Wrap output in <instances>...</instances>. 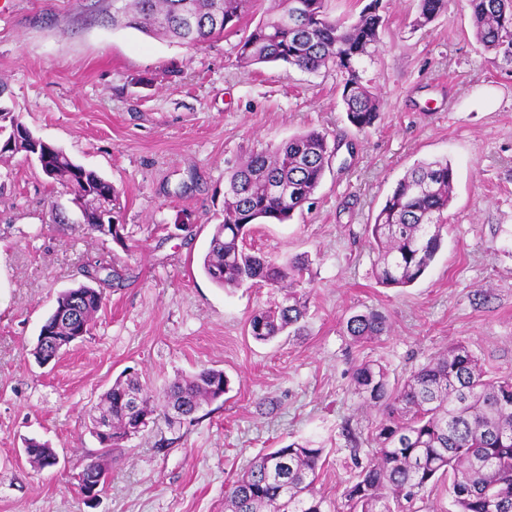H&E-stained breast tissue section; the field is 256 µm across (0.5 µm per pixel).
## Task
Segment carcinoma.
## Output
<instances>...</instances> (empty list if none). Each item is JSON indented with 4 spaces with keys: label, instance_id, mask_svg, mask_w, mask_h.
Segmentation results:
<instances>
[{
    "label": "carcinoma",
    "instance_id": "obj_1",
    "mask_svg": "<svg viewBox=\"0 0 512 512\" xmlns=\"http://www.w3.org/2000/svg\"><path fill=\"white\" fill-rule=\"evenodd\" d=\"M258 0H112V26L163 35L198 46L239 23ZM330 0H275L252 30L243 31L238 63L250 67L277 63L316 72L333 67L342 77L341 100L357 132L373 127L379 100L360 74L358 64L381 43L386 22L384 0H366L355 20L333 17ZM476 41L512 64V0H468ZM449 0H419L414 25L426 26L448 11ZM30 131L20 117L0 107V156L26 155ZM334 150L326 133L309 129L274 150L249 153L226 174L224 221L215 226L203 270L220 288L260 284L271 288V304L256 311L249 332L260 343L285 332L304 330L313 281L309 263L281 264L245 246L250 228L283 224L309 202L329 170ZM43 174L80 201L88 230L127 247L121 224V193L92 170L54 145L41 149ZM454 170L446 159L421 161L400 179L368 225L376 276L384 287H406L418 280L441 250L444 213L454 197ZM105 215L112 222L102 223ZM103 292L81 284L61 292L42 324L33 356L53 362L90 332L104 307ZM347 336L363 343L388 331L378 312L356 313L345 325ZM351 385L363 407L376 412L366 464L355 472L344 498L346 512H428L426 493L451 480L448 491L455 512H512V372L491 378L463 343H455L402 382L390 381L380 362L365 360L352 368ZM224 371L203 367L160 392L136 376L117 378L91 417L90 432L101 423L111 432L105 448L143 432L154 422L157 401L171 424L192 423L203 406L224 397ZM29 460L52 466L55 452L35 438L26 440ZM325 449L291 442L268 448L250 462L224 492L229 512H326L316 490L326 461Z\"/></svg>",
    "mask_w": 512,
    "mask_h": 512
}]
</instances>
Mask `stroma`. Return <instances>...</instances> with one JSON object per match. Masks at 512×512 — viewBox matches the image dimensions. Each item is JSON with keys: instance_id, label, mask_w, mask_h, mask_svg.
I'll return each instance as SVG.
<instances>
[{"instance_id": "stroma-1", "label": "stroma", "mask_w": 512, "mask_h": 512, "mask_svg": "<svg viewBox=\"0 0 512 512\" xmlns=\"http://www.w3.org/2000/svg\"><path fill=\"white\" fill-rule=\"evenodd\" d=\"M386 6L379 50L361 63L382 112L360 134L333 69L241 68L235 33L188 47L115 30L102 21L112 0H0V105L121 190L134 242L91 234L37 162L0 157V512H224L249 459L294 440L324 448L317 487L343 512L345 432L368 434L374 419L350 385L355 362L382 361L400 380L459 340L490 375L512 371V64L476 43L465 0L417 28L418 0ZM308 128L335 146L330 169L301 212L253 225L246 245L310 262V316L303 335L261 344L248 322L271 290L217 287L203 257L227 168ZM441 158L456 175L444 246L413 285L382 287L367 226L414 164ZM100 261L130 279L103 282L90 334L39 366L58 294ZM369 310L388 334L352 342L347 318ZM204 367L229 378L222 400L190 425L157 417L103 456L90 417L117 377L162 388ZM31 437L56 466L30 463ZM99 456L107 484L89 500L79 475Z\"/></svg>"}]
</instances>
